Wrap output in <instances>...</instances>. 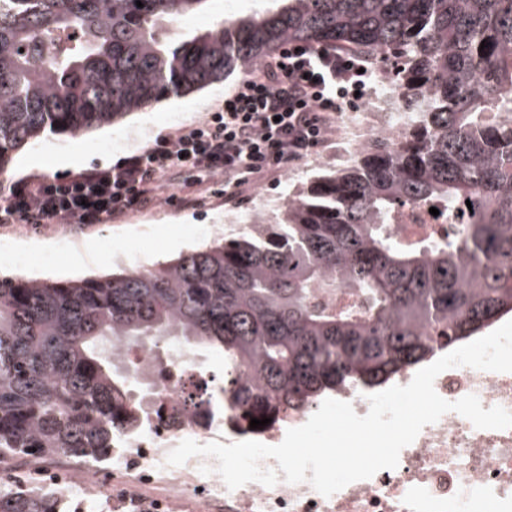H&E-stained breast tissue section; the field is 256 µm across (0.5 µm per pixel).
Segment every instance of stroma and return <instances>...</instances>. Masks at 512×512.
<instances>
[{
    "instance_id": "obj_1",
    "label": "stroma",
    "mask_w": 512,
    "mask_h": 512,
    "mask_svg": "<svg viewBox=\"0 0 512 512\" xmlns=\"http://www.w3.org/2000/svg\"><path fill=\"white\" fill-rule=\"evenodd\" d=\"M265 5V0H209L203 12L171 25L169 33L174 39L186 32L201 33L216 21L246 15ZM242 79V74L235 72L224 82L185 97L164 98L149 111L132 113L82 139L60 135L40 138L14 153L6 172L0 174V195L23 178L74 175L98 167L100 158L105 156L120 161L147 146L157 135L173 133L203 120L221 103L225 91ZM357 118L355 109H345L337 116L335 128L322 147L287 171L272 170L251 180L231 197L225 195L223 182L211 179L199 182L184 172L163 188L161 200L142 209L113 215L102 224H75L65 232L53 224H0V239L16 247L29 243L41 245L47 257L46 263L23 271L0 262V279L25 277L65 283L106 278L119 269L115 257L120 252L146 267L177 258V251L168 247L170 229L179 230L189 250L223 236L225 214H233L243 221L259 200L276 203L319 171L322 155L345 161L343 146L351 134L350 123ZM69 149L78 150L83 162L57 166V156ZM170 194L184 197V204L168 203L166 197Z\"/></svg>"
}]
</instances>
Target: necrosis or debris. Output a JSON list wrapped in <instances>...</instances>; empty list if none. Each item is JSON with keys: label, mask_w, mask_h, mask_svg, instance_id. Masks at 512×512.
Returning <instances> with one entry per match:
<instances>
[{"label": "necrosis or debris", "mask_w": 512, "mask_h": 512, "mask_svg": "<svg viewBox=\"0 0 512 512\" xmlns=\"http://www.w3.org/2000/svg\"><path fill=\"white\" fill-rule=\"evenodd\" d=\"M386 86V77H379L346 154H358L371 137L397 141L406 131L409 116L387 105ZM460 227L457 218L441 220L408 208L395 224L405 242L451 239ZM208 376L186 350L162 361L154 373L136 377L142 424L120 437L110 462L67 456L0 459V471L23 473L32 484L55 489L69 512H88L101 497L112 512H512V428L478 429L454 412L425 426L401 451L396 469L353 482L328 498L306 482L272 487L252 482L231 491L219 475L201 473L202 457L166 466L168 453L183 439L227 445L243 438L231 410L193 406L191 394ZM434 388L451 402L473 394L483 408L512 411V372L454 367L436 377Z\"/></svg>", "instance_id": "1"}]
</instances>
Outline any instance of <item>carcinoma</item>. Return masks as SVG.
I'll return each mask as SVG.
<instances>
[{"instance_id": "cac0c4a2", "label": "carcinoma", "mask_w": 512, "mask_h": 512, "mask_svg": "<svg viewBox=\"0 0 512 512\" xmlns=\"http://www.w3.org/2000/svg\"><path fill=\"white\" fill-rule=\"evenodd\" d=\"M0 0V174L44 134L78 138L247 75L287 42L393 64L409 114L274 208L185 255L105 279L0 280V457L112 458L139 428L130 349L224 355L250 421L376 388L512 314V0H278L175 44L208 0ZM485 48H480V45ZM461 237L397 239L395 213L466 206ZM360 303L323 305L322 294ZM0 477V512H61Z\"/></svg>"}]
</instances>
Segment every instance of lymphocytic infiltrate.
Here are the masks:
<instances>
[{
  "label": "lymphocytic infiltrate",
  "instance_id": "obj_1",
  "mask_svg": "<svg viewBox=\"0 0 512 512\" xmlns=\"http://www.w3.org/2000/svg\"><path fill=\"white\" fill-rule=\"evenodd\" d=\"M373 76L356 52L286 43L202 121L157 136L112 168L14 183L0 198V224H99L147 206L176 171L222 177L234 193L322 146Z\"/></svg>",
  "mask_w": 512,
  "mask_h": 512
}]
</instances>
